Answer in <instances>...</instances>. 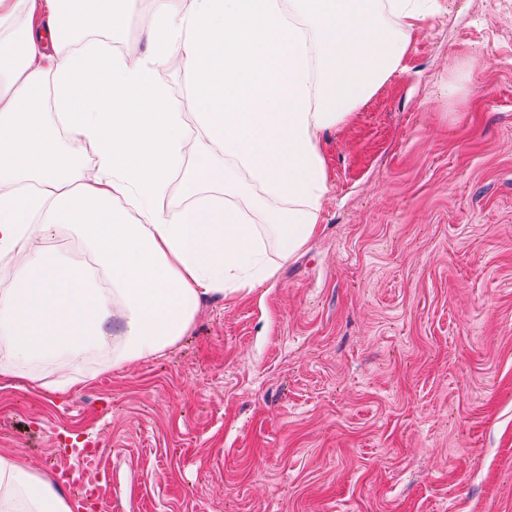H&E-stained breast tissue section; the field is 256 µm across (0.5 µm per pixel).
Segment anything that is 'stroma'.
Here are the masks:
<instances>
[{
  "instance_id": "1",
  "label": "stroma",
  "mask_w": 512,
  "mask_h": 512,
  "mask_svg": "<svg viewBox=\"0 0 512 512\" xmlns=\"http://www.w3.org/2000/svg\"><path fill=\"white\" fill-rule=\"evenodd\" d=\"M321 142L323 219L167 355L0 381V453L95 442L96 512H512V0H435Z\"/></svg>"
}]
</instances>
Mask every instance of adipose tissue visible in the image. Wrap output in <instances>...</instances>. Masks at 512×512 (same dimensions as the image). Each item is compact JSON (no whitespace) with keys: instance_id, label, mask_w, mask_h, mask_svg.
Instances as JSON below:
<instances>
[{"instance_id":"obj_1","label":"adipose tissue","mask_w":512,"mask_h":512,"mask_svg":"<svg viewBox=\"0 0 512 512\" xmlns=\"http://www.w3.org/2000/svg\"><path fill=\"white\" fill-rule=\"evenodd\" d=\"M145 47L112 34L127 0H0V377L63 366L64 393L163 356L216 294L276 278L321 221L320 137L410 52L431 0H152ZM191 76L182 129L158 73ZM93 164L82 160L84 147ZM182 200L159 208L173 180ZM257 195L263 223L242 200ZM76 242H56L59 230ZM0 512H72L52 476L0 455Z\"/></svg>"}]
</instances>
